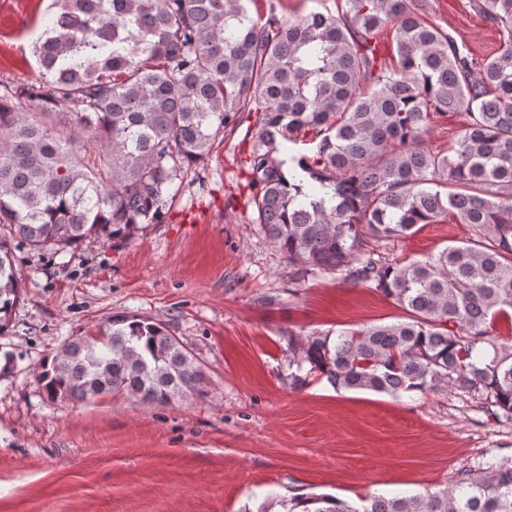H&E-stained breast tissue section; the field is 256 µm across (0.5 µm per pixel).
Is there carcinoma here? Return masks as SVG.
Returning <instances> with one entry per match:
<instances>
[{"instance_id":"carcinoma-1","label":"carcinoma","mask_w":512,"mask_h":512,"mask_svg":"<svg viewBox=\"0 0 512 512\" xmlns=\"http://www.w3.org/2000/svg\"><path fill=\"white\" fill-rule=\"evenodd\" d=\"M253 2L51 0L34 47L41 80H0V334L22 294L12 242L65 253L163 222L175 182L253 115L245 164L265 235L304 273L365 285L406 313L288 335L293 388L316 374L393 398L473 391L512 420V345L491 339L512 319V0H478L504 41L483 60L410 0H344L337 15L288 21L253 18ZM387 27L389 62L377 41ZM461 109L454 144L425 149L430 120ZM285 142L308 149L284 159ZM448 216L474 237L423 260L368 246ZM38 380L51 401L204 394L178 339L136 315L65 340ZM360 502L271 494L256 512H512V460L438 492Z\"/></svg>"}]
</instances>
